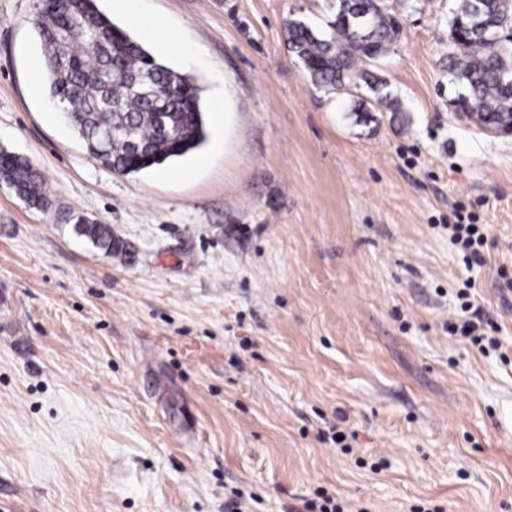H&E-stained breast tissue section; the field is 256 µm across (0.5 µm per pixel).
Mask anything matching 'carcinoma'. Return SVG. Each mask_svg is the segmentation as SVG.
I'll return each instance as SVG.
<instances>
[{
  "label": "carcinoma",
  "mask_w": 512,
  "mask_h": 512,
  "mask_svg": "<svg viewBox=\"0 0 512 512\" xmlns=\"http://www.w3.org/2000/svg\"><path fill=\"white\" fill-rule=\"evenodd\" d=\"M477 13L488 29L480 36L465 27ZM507 14L512 16V4L504 0H459L451 20L448 74L464 83L457 104L462 111L512 115V42L496 36ZM37 21L48 96L75 113L70 126L105 167L137 173L203 144L194 82L150 59L96 0H47ZM398 34L385 0H337L335 18L322 33L298 20L287 26L289 51L324 89L367 80L357 66L379 64ZM0 179L29 205H47L41 175L22 156L0 152ZM78 231L108 254L115 248L107 224H80Z\"/></svg>",
  "instance_id": "cac0c4a2"
}]
</instances>
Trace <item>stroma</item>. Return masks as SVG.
Returning a JSON list of instances; mask_svg holds the SVG:
<instances>
[{"instance_id":"stroma-1","label":"stroma","mask_w":512,"mask_h":512,"mask_svg":"<svg viewBox=\"0 0 512 512\" xmlns=\"http://www.w3.org/2000/svg\"><path fill=\"white\" fill-rule=\"evenodd\" d=\"M452 2L403 0L349 94L287 44L336 0H97L207 120L124 175L33 93L35 0H0V147L49 198L0 183V512H512V137L456 113ZM458 209L488 230L473 273ZM470 278L499 351L446 329ZM2 180L29 205L42 208L47 205L46 188L41 175L33 170L22 156L3 149L0 152ZM78 231L88 238L95 247L104 250L108 254L112 253V249H115L112 228L107 224H81L78 225ZM317 498L305 499L304 512H347L345 505L337 497L330 496L327 492H317Z\"/></svg>"}]
</instances>
